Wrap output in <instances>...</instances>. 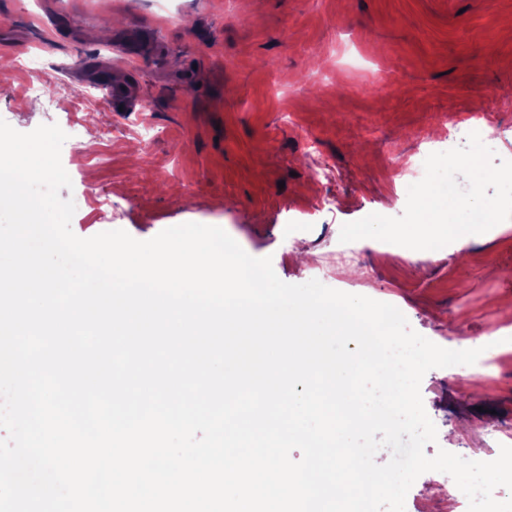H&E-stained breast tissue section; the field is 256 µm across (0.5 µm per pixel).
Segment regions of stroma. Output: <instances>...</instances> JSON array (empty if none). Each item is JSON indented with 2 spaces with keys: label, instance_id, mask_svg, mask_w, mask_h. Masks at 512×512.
<instances>
[{
  "label": "stroma",
  "instance_id": "obj_1",
  "mask_svg": "<svg viewBox=\"0 0 512 512\" xmlns=\"http://www.w3.org/2000/svg\"><path fill=\"white\" fill-rule=\"evenodd\" d=\"M32 61L54 100L20 97ZM381 68L393 81L370 84ZM111 82L131 105L108 99ZM509 92L512 0H0V119L25 133L74 112L113 130L61 149L85 177L60 192L77 236L217 226L271 257L282 281L322 265L326 286L396 306L452 350L494 327L512 336V238L414 262L362 244L349 267L336 263L340 229L402 215L385 160L442 151L433 114L496 110L487 145L512 160ZM142 116L159 136H138ZM421 395L442 433L426 456L450 447L485 461L493 442L512 446V364L474 388L432 369Z\"/></svg>",
  "mask_w": 512,
  "mask_h": 512
}]
</instances>
